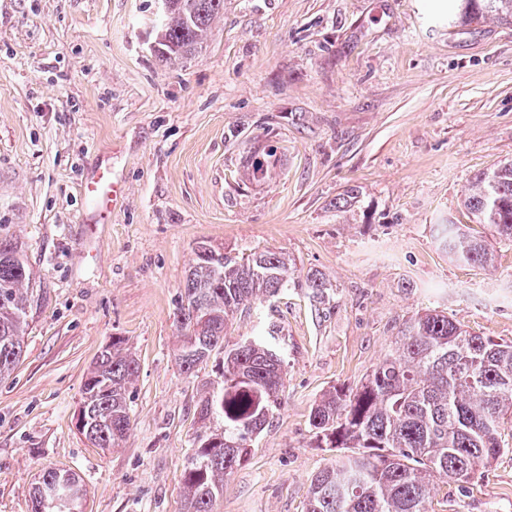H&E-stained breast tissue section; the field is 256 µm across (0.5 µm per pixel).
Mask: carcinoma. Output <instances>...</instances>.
<instances>
[{"label":"carcinoma","instance_id":"1","mask_svg":"<svg viewBox=\"0 0 512 512\" xmlns=\"http://www.w3.org/2000/svg\"><path fill=\"white\" fill-rule=\"evenodd\" d=\"M450 25L475 19L512 21V0H458ZM224 0H168L156 28L155 58H190L206 43ZM464 206L477 224L512 241V160L475 175ZM448 257L487 266L491 244L456 224L435 225ZM186 271L174 321L175 358L191 373L214 353L224 354L222 383L198 403L202 429L183 472L185 512H217L224 476L240 466L249 443L282 404L284 356L268 337L224 343L237 315L288 286L292 263L285 253L244 259L200 242ZM33 272L18 248L0 238V376L24 352V336L39 298ZM125 339L112 338L90 368L78 432L97 448L121 447L130 429L129 388L138 374ZM512 420V341L473 335L442 311L410 318L383 360L355 388H335L310 412L316 447L348 454L311 480L306 512H429L435 485L471 478L501 452V430ZM83 490L75 473L46 469L32 495V512H59L48 492Z\"/></svg>","mask_w":512,"mask_h":512}]
</instances>
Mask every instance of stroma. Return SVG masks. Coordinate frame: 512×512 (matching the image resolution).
<instances>
[{"label":"stroma","instance_id":"stroma-1","mask_svg":"<svg viewBox=\"0 0 512 512\" xmlns=\"http://www.w3.org/2000/svg\"><path fill=\"white\" fill-rule=\"evenodd\" d=\"M160 0H0V237L22 246L40 305L0 377V512H31L43 469L79 474L81 512H184L204 384L174 355L173 312L200 241L283 252L295 272L226 340L280 328L282 404L224 482L218 512H306L340 457L309 415L358 385L416 313L512 341V242L473 223L472 178L512 160V24L449 27L427 0H224L201 53L159 63ZM262 160L265 177L251 164ZM96 167L126 191L98 212ZM359 201L337 212L338 197ZM488 240L487 266L450 262L434 225ZM331 283L316 300L306 276ZM139 363L122 447L76 417L113 337ZM505 448L432 512H512Z\"/></svg>","mask_w":512,"mask_h":512}]
</instances>
